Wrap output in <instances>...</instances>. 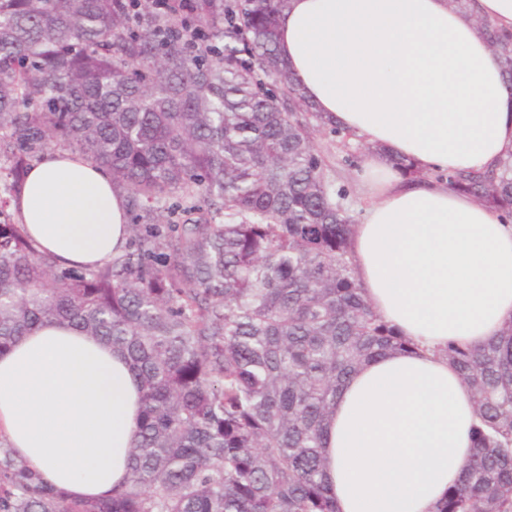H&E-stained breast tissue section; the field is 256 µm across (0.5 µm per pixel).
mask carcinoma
<instances>
[{"mask_svg":"<svg viewBox=\"0 0 512 512\" xmlns=\"http://www.w3.org/2000/svg\"><path fill=\"white\" fill-rule=\"evenodd\" d=\"M288 0H193L210 41L119 0H0V353L43 324L122 352L142 419L123 486L73 501L0 442V512H336L323 472L346 379L414 343L354 275L346 190L277 53ZM512 85V34L480 23ZM60 148L127 194L130 239L96 270L39 253L9 209ZM435 178L512 218V159ZM177 202L163 206V200ZM441 355L475 399L474 446L436 512H512V322Z\"/></svg>","mask_w":512,"mask_h":512,"instance_id":"obj_1","label":"carcinoma"}]
</instances>
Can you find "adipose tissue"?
<instances>
[{
  "mask_svg": "<svg viewBox=\"0 0 512 512\" xmlns=\"http://www.w3.org/2000/svg\"><path fill=\"white\" fill-rule=\"evenodd\" d=\"M512 33V0H289L279 56L308 104L371 145L355 180L367 204L350 241L374 310L419 349L380 356L344 384L325 437L336 512H435L463 475L473 395L439 357L512 321V220L433 181L512 156V87L474 17ZM424 172L411 180L396 165ZM12 206L39 253L95 267L128 242L109 172L57 150L34 162ZM141 410L120 352L43 325L0 353V438L69 498L127 475Z\"/></svg>",
  "mask_w": 512,
  "mask_h": 512,
  "instance_id": "1",
  "label": "adipose tissue"
}]
</instances>
